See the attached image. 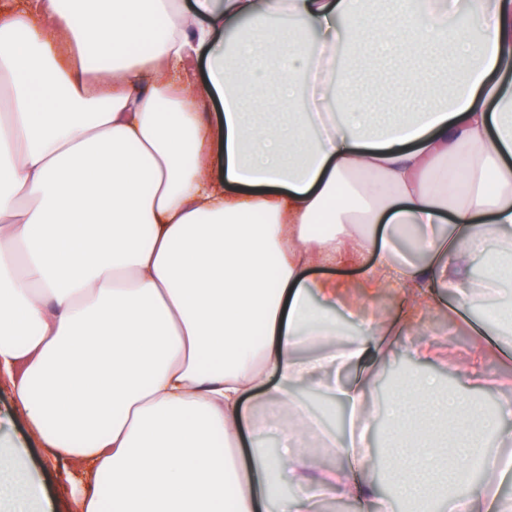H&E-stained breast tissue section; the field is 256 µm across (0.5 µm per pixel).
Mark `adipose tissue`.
<instances>
[{
  "label": "adipose tissue",
  "instance_id": "ef3b65f1",
  "mask_svg": "<svg viewBox=\"0 0 512 512\" xmlns=\"http://www.w3.org/2000/svg\"><path fill=\"white\" fill-rule=\"evenodd\" d=\"M13 0L0 10V376L30 435L87 466L78 512H314L333 495L410 512H512V304L491 308L463 382L400 380L385 447L371 374L425 308H466L512 280V0ZM370 36L374 74L419 106L368 130L337 64ZM205 56L208 79L187 74ZM274 93L284 125L251 112ZM220 98L217 121L200 106ZM495 190H487L488 177ZM423 260L400 252L417 230ZM489 276L469 254L490 240ZM402 299L342 329L334 271ZM356 424L339 438L304 390ZM494 394L485 413L478 398ZM336 456L267 452L260 407ZM485 461L468 486L470 465ZM0 447V512H52Z\"/></svg>",
  "mask_w": 512,
  "mask_h": 512
}]
</instances>
